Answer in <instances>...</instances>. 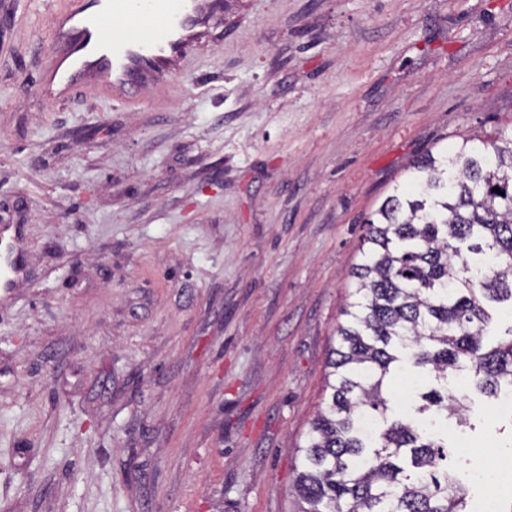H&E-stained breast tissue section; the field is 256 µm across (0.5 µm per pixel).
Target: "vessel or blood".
<instances>
[{
    "label": "vessel or blood",
    "mask_w": 512,
    "mask_h": 512,
    "mask_svg": "<svg viewBox=\"0 0 512 512\" xmlns=\"http://www.w3.org/2000/svg\"><path fill=\"white\" fill-rule=\"evenodd\" d=\"M220 0H64L52 10L40 87L56 101L76 89L130 102L142 87L168 84L210 36Z\"/></svg>",
    "instance_id": "vessel-or-blood-1"
}]
</instances>
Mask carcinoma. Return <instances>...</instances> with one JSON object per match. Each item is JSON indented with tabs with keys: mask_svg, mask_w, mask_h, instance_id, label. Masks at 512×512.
<instances>
[{
	"mask_svg": "<svg viewBox=\"0 0 512 512\" xmlns=\"http://www.w3.org/2000/svg\"><path fill=\"white\" fill-rule=\"evenodd\" d=\"M366 224L325 407L301 447L300 512H471L448 431L425 425L433 407L469 423V395L450 396V378L512 391V135L420 159ZM397 366L418 381L411 417L390 413Z\"/></svg>",
	"mask_w": 512,
	"mask_h": 512,
	"instance_id": "cac0c4a2",
	"label": "carcinoma"
}]
</instances>
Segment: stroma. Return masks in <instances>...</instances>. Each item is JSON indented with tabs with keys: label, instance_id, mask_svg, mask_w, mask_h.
Masks as SVG:
<instances>
[{
	"label": "stroma",
	"instance_id": "obj_1",
	"mask_svg": "<svg viewBox=\"0 0 512 512\" xmlns=\"http://www.w3.org/2000/svg\"><path fill=\"white\" fill-rule=\"evenodd\" d=\"M61 2L0 0V512H300L364 220L512 132V0H235L125 105L41 94ZM470 418L462 479L512 427Z\"/></svg>",
	"mask_w": 512,
	"mask_h": 512
}]
</instances>
